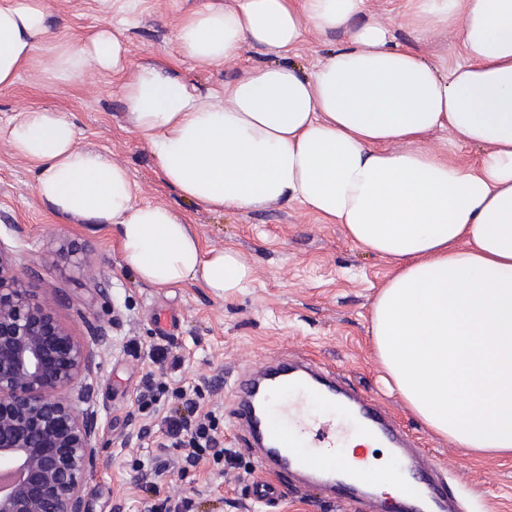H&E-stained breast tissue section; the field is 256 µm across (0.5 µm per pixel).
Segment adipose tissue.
Segmentation results:
<instances>
[{
	"instance_id": "obj_1",
	"label": "adipose tissue",
	"mask_w": 512,
	"mask_h": 512,
	"mask_svg": "<svg viewBox=\"0 0 512 512\" xmlns=\"http://www.w3.org/2000/svg\"><path fill=\"white\" fill-rule=\"evenodd\" d=\"M368 0H235L184 16L179 54L220 64L243 43L276 64L204 89L166 66L140 69L124 104L159 160L163 182L213 210L302 205L395 267L370 336L408 405L435 435L478 454L512 453V0H405L401 26L460 32L455 58L393 45L356 24ZM344 31L306 74L288 59L305 26ZM42 0H0V86L12 85L47 34ZM110 31L54 50L52 76L121 73ZM438 130L479 146L459 165L421 149ZM50 211L116 228L125 263L157 288L202 281L218 296L251 269L229 249L202 250L188 218L135 201L126 168L76 146L75 125L32 109L0 124ZM416 143L413 151L398 150Z\"/></svg>"
}]
</instances>
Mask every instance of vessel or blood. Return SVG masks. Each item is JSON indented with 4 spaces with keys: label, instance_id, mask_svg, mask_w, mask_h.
I'll list each match as a JSON object with an SVG mask.
<instances>
[{
    "label": "vessel or blood",
    "instance_id": "b4317fda",
    "mask_svg": "<svg viewBox=\"0 0 512 512\" xmlns=\"http://www.w3.org/2000/svg\"><path fill=\"white\" fill-rule=\"evenodd\" d=\"M345 394L341 383L311 363L290 366L278 361L261 374L237 380L232 418L243 434L246 448L256 453L263 468L278 474L307 475L311 482L329 486L338 502H350L363 494L365 479L339 476L343 441L336 432L335 420H328L316 433H309L291 401L296 395L316 404H333ZM355 407L361 427L399 450L406 462L407 483L400 512H448V495L444 483L435 478V464L424 458L421 449L402 444L397 429L379 405L359 400ZM273 415L294 427V442L273 439L269 426Z\"/></svg>",
    "mask_w": 512,
    "mask_h": 512
}]
</instances>
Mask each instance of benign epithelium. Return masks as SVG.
<instances>
[{
	"label": "benign epithelium",
	"instance_id": "benign-epithelium-1",
	"mask_svg": "<svg viewBox=\"0 0 512 512\" xmlns=\"http://www.w3.org/2000/svg\"><path fill=\"white\" fill-rule=\"evenodd\" d=\"M76 342L50 307L32 301L0 249V512H86L85 474L99 436L90 375L113 339L90 327Z\"/></svg>",
	"mask_w": 512,
	"mask_h": 512
}]
</instances>
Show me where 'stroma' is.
<instances>
[{
  "label": "stroma",
  "mask_w": 512,
  "mask_h": 512,
  "mask_svg": "<svg viewBox=\"0 0 512 512\" xmlns=\"http://www.w3.org/2000/svg\"><path fill=\"white\" fill-rule=\"evenodd\" d=\"M231 2L138 0L133 21L121 26L117 0H43L49 33L36 37L34 57L17 80L0 87V124L33 108L61 113L75 123L79 148L98 151L128 170L138 185L137 203L185 214L204 249H233L253 271L249 288L228 298L199 281L172 288L142 282L124 263L115 232L52 214L36 193L29 163L0 139V247L24 273L32 299L48 305L77 341H88L93 324L105 326L114 339L113 349L98 353L94 364L100 437L96 464L86 474L87 512H146L183 496L192 498L193 512H362L360 504L337 505L319 488L292 479L274 506L252 501L250 488L266 473L232 422L231 397L239 375L278 357L313 361L379 402L425 450L449 494L462 500L463 512H512V455L479 456L433 435L385 381L369 328L372 304L392 271L389 261L352 241L344 225L323 223L298 203L216 211L184 200L160 179L158 160L126 113L124 85L140 68L162 65L203 88L220 89L246 68L272 61L270 52L247 43L221 65L177 52L174 30L183 16ZM402 5L403 0H369L368 17L388 27L393 43H418L429 58L457 47L452 30L416 40L398 23ZM112 27L127 49L124 72L90 68L71 83L49 75L48 43L64 45ZM344 38L340 31L307 30L291 60L312 72ZM71 249L86 255V266L66 259ZM163 311L179 318L165 336L154 327ZM158 345L175 361L165 374L170 387L198 388L200 413L218 418L219 441L232 467L223 468L207 454L183 468L180 450L163 445L171 401L148 414L139 411L138 391L155 369L149 355ZM162 461L167 469L151 475Z\"/></svg>",
  "instance_id": "1"
}]
</instances>
